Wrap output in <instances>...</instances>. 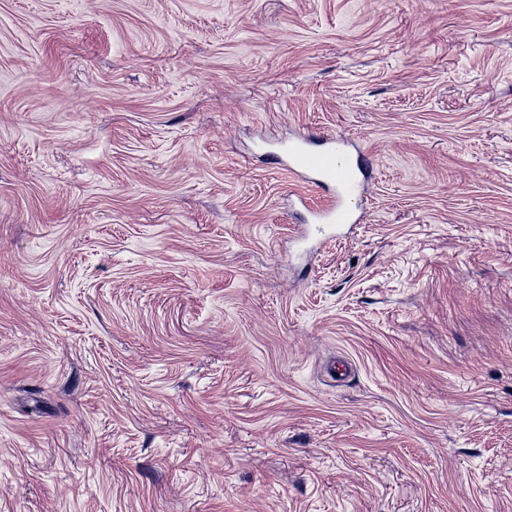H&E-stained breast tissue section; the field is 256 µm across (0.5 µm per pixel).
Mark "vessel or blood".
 <instances>
[{
    "label": "vessel or blood",
    "instance_id": "b4317fda",
    "mask_svg": "<svg viewBox=\"0 0 512 512\" xmlns=\"http://www.w3.org/2000/svg\"><path fill=\"white\" fill-rule=\"evenodd\" d=\"M311 141V136H301L277 154L276 160L290 172L312 174L317 184L335 188V198L317 213L318 223H352V202L362 191L359 174L366 171L367 163L363 158H352L344 139L330 141L321 150L311 149Z\"/></svg>",
    "mask_w": 512,
    "mask_h": 512
}]
</instances>
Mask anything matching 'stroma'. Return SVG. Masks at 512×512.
<instances>
[{"mask_svg": "<svg viewBox=\"0 0 512 512\" xmlns=\"http://www.w3.org/2000/svg\"><path fill=\"white\" fill-rule=\"evenodd\" d=\"M0 512H512V0H0ZM313 139L310 135L301 136L288 144L282 153L273 155L289 172L312 174L317 184L335 188V198L316 212L319 224H352V201L363 187L357 170L364 173L367 163L359 155L354 161L343 138L329 141V145L321 150L308 147Z\"/></svg>", "mask_w": 512, "mask_h": 512, "instance_id": "35a3bbf8", "label": "stroma"}]
</instances>
